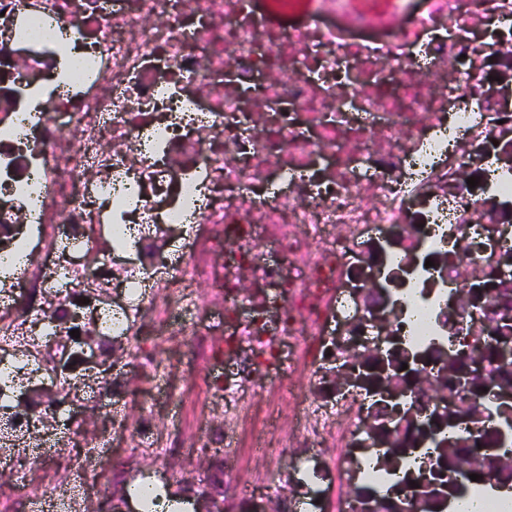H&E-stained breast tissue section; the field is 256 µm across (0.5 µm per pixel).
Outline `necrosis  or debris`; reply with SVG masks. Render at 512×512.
<instances>
[{"instance_id":"obj_1","label":"necrosis or debris","mask_w":512,"mask_h":512,"mask_svg":"<svg viewBox=\"0 0 512 512\" xmlns=\"http://www.w3.org/2000/svg\"><path fill=\"white\" fill-rule=\"evenodd\" d=\"M269 3L0 0V512H127L122 354L181 379L129 448L223 449L224 512H449L448 435L512 485V0Z\"/></svg>"}]
</instances>
